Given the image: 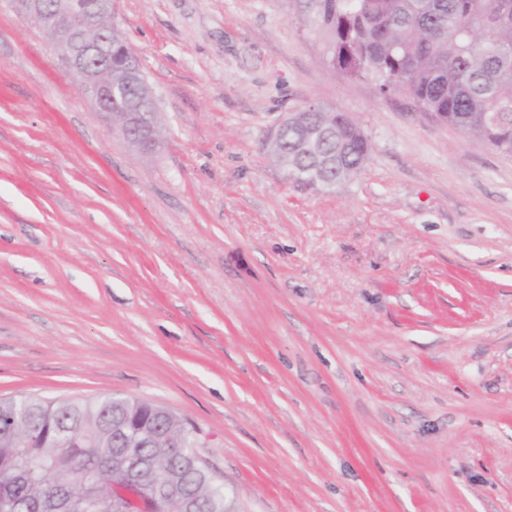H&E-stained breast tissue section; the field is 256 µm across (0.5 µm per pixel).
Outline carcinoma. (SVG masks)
I'll return each instance as SVG.
<instances>
[{
    "instance_id": "1",
    "label": "carcinoma",
    "mask_w": 512,
    "mask_h": 512,
    "mask_svg": "<svg viewBox=\"0 0 512 512\" xmlns=\"http://www.w3.org/2000/svg\"><path fill=\"white\" fill-rule=\"evenodd\" d=\"M303 20L319 36L323 59L338 75L364 79L387 97L408 95L419 111L453 125L512 155V0H312ZM123 45L114 48L112 81L122 79ZM330 128L336 156L330 180L305 173L308 185L330 191L356 177L370 159L369 139L341 112L323 106L294 111L284 139L268 154L288 176L317 166L312 137ZM124 409L112 396L94 400H43L21 396L0 400V472L17 476L15 496L25 512H84L88 499L97 512H128L112 492V456L128 451L145 456L154 472H172L174 448H137L112 433ZM70 430L47 440L43 429L58 419ZM186 488L205 512H224L213 495L211 476L185 468Z\"/></svg>"
}]
</instances>
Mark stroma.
<instances>
[{"instance_id": "stroma-1", "label": "stroma", "mask_w": 512, "mask_h": 512, "mask_svg": "<svg viewBox=\"0 0 512 512\" xmlns=\"http://www.w3.org/2000/svg\"><path fill=\"white\" fill-rule=\"evenodd\" d=\"M304 0H117L134 150L0 0V398L136 397L240 512H512V156L322 59ZM371 142L325 193L265 140ZM292 112H289L268 135V142H279L281 132L290 122ZM330 128L336 131V137L329 149L336 156V172L330 173V181L319 177L313 178L310 172L304 173L308 185L314 189L331 191L343 182L356 177L370 159L369 139L362 128L341 112L330 110L324 106L310 108L306 105L294 111L292 123L284 134V139L274 148L268 149V154L277 162L288 176H297L300 168L316 167L318 156L315 146L323 139L330 137V132H324L314 142L312 137L321 129ZM146 129L135 119L127 121L122 128L127 141L142 154L151 152V140L146 134Z\"/></svg>"}]
</instances>
